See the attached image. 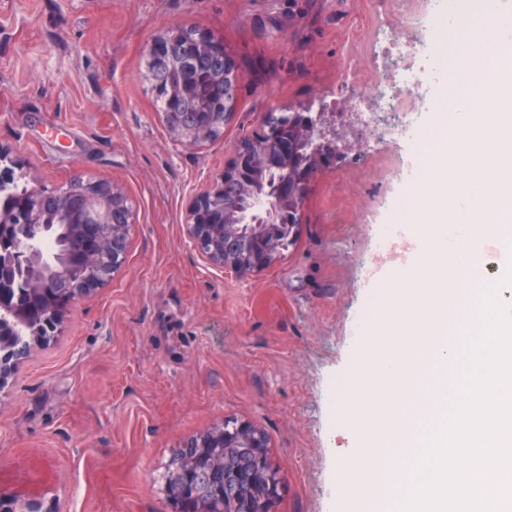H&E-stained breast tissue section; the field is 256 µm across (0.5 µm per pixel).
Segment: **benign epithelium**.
Instances as JSON below:
<instances>
[{"mask_svg": "<svg viewBox=\"0 0 512 512\" xmlns=\"http://www.w3.org/2000/svg\"><path fill=\"white\" fill-rule=\"evenodd\" d=\"M356 122L338 128L324 112L310 116L309 124L299 126L295 133L303 140L314 139L313 148L302 161L303 178L291 193L276 190L256 200L265 217L275 218L282 210L300 213L309 181L324 163L318 147L332 145L340 158L358 147L354 138ZM171 137L182 146H194L210 138L205 123L187 128L181 124L170 127ZM251 145L242 141L224 173L199 193L190 208L187 231L202 257L240 275L261 270L271 264L282 248L279 236L247 233L230 223L224 204L217 203L220 184L245 171ZM126 200L123 192L101 182L75 178L67 187L47 192L39 187L29 189L30 231L15 239L10 251L0 257V313L14 317L23 310L30 322L17 319L16 328L29 336H54L60 329L62 312L77 298L106 282L125 262L130 224H118L112 210ZM70 235L77 239L76 248L50 250L48 238ZM31 266L36 273L26 281L13 280L18 267ZM54 290L63 295L57 305L59 314L48 318L39 306L42 296ZM24 359L7 342L0 341V390ZM198 443L200 448H222L225 460L235 458L232 468H224V489L213 487L206 469L216 463L214 458L195 457L187 465V475L180 489L170 500L174 512H204L208 502L224 500V512H272L280 497L282 483L279 471L269 459V442L259 427L245 421H229L189 438L183 447ZM0 512H53L40 499L20 500L0 491Z\"/></svg>", "mask_w": 512, "mask_h": 512, "instance_id": "benign-epithelium-1", "label": "benign epithelium"}]
</instances>
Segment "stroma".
Listing matches in <instances>:
<instances>
[{"label":"stroma","mask_w":512,"mask_h":512,"mask_svg":"<svg viewBox=\"0 0 512 512\" xmlns=\"http://www.w3.org/2000/svg\"><path fill=\"white\" fill-rule=\"evenodd\" d=\"M416 14V0H0V147L16 176L108 182L132 214L124 265L0 390V490L57 512H170L173 452L234 418L268 437L275 512H347L340 401L390 276L403 146L374 137L322 170L295 244L261 271L206 264L185 222L270 112L371 96L391 73L379 30ZM175 25L221 39L242 75L221 136L188 149L146 54Z\"/></svg>","instance_id":"stroma-1"}]
</instances>
